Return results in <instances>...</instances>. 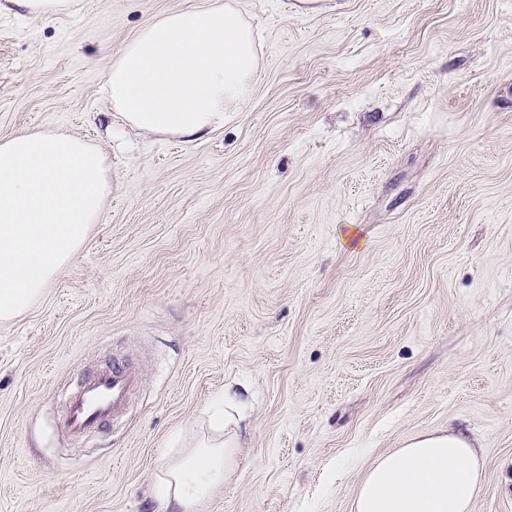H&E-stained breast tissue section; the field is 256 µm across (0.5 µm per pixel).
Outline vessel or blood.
Wrapping results in <instances>:
<instances>
[{"instance_id": "vessel-or-blood-1", "label": "vessel or blood", "mask_w": 512, "mask_h": 512, "mask_svg": "<svg viewBox=\"0 0 512 512\" xmlns=\"http://www.w3.org/2000/svg\"><path fill=\"white\" fill-rule=\"evenodd\" d=\"M140 385V372L121 360L89 371L63 394V427L77 439L99 433L127 414Z\"/></svg>"}]
</instances>
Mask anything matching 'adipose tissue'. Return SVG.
Instances as JSON below:
<instances>
[{
    "instance_id": "1",
    "label": "adipose tissue",
    "mask_w": 512,
    "mask_h": 512,
    "mask_svg": "<svg viewBox=\"0 0 512 512\" xmlns=\"http://www.w3.org/2000/svg\"><path fill=\"white\" fill-rule=\"evenodd\" d=\"M258 68L250 26L211 0L146 24L106 72L112 105L147 135L202 137L245 102ZM112 195L102 153L64 133L0 137V322L25 314L86 241ZM239 408L225 401L210 433L153 475L160 512H198L233 471ZM484 460L462 435H421L376 458L355 512H473Z\"/></svg>"
}]
</instances>
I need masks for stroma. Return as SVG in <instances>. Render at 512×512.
Instances as JSON below:
<instances>
[{
	"instance_id": "1",
	"label": "stroma",
	"mask_w": 512,
	"mask_h": 512,
	"mask_svg": "<svg viewBox=\"0 0 512 512\" xmlns=\"http://www.w3.org/2000/svg\"><path fill=\"white\" fill-rule=\"evenodd\" d=\"M208 0H0V137L97 147L112 198L0 323V512H158L152 476L231 385L249 433L200 512H353L373 460L453 429L512 512V0H228L261 67L224 125L124 130L113 53ZM121 358L90 441L60 392ZM12 3L30 13L49 14L71 8V0H12ZM140 386V372L121 360L89 371L63 393V427L77 439L99 433L127 414Z\"/></svg>"
}]
</instances>
